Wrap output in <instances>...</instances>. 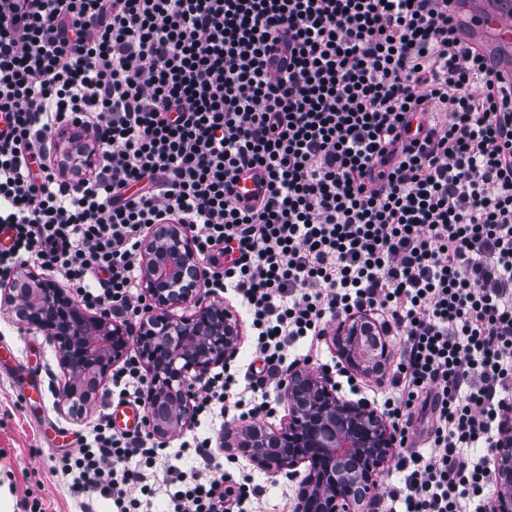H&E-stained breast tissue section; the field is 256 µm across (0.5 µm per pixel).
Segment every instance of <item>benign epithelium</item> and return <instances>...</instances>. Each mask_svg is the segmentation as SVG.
<instances>
[{"instance_id": "benign-epithelium-1", "label": "benign epithelium", "mask_w": 512, "mask_h": 512, "mask_svg": "<svg viewBox=\"0 0 512 512\" xmlns=\"http://www.w3.org/2000/svg\"><path fill=\"white\" fill-rule=\"evenodd\" d=\"M203 268L193 240L177 224H162L144 242L141 287L158 313L137 333L124 322L93 317L46 278L30 273L22 281L0 279L3 299L19 321L35 328L58 348L67 380L59 403L77 409L91 400L116 363L136 341L150 375L146 420L166 436L189 427V389L236 351L240 337L235 312L201 300ZM189 300L197 310L177 318L169 309ZM366 313L336 327L333 341L347 365L363 373L381 368L390 357L386 339L364 342L375 329ZM288 423L267 430L260 425L228 427L224 447L250 455L262 469L290 473L306 467L295 512H366L377 499L379 475L393 458L396 439L382 415L365 402L338 395L330 378L293 368L281 384ZM497 492L491 512H512V429L492 449Z\"/></svg>"}]
</instances>
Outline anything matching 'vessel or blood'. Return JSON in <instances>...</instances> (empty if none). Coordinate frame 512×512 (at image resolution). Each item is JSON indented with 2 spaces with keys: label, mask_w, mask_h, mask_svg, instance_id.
<instances>
[{
  "label": "vessel or blood",
  "mask_w": 512,
  "mask_h": 512,
  "mask_svg": "<svg viewBox=\"0 0 512 512\" xmlns=\"http://www.w3.org/2000/svg\"><path fill=\"white\" fill-rule=\"evenodd\" d=\"M463 43L483 47L495 70L512 73V0H454Z\"/></svg>",
  "instance_id": "obj_1"
}]
</instances>
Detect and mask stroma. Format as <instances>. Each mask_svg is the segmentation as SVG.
Wrapping results in <instances>:
<instances>
[{
	"label": "stroma",
	"mask_w": 512,
	"mask_h": 512,
	"mask_svg": "<svg viewBox=\"0 0 512 512\" xmlns=\"http://www.w3.org/2000/svg\"><path fill=\"white\" fill-rule=\"evenodd\" d=\"M37 377L43 395L25 406L14 386L18 370ZM65 380L58 352L41 332L19 324L9 305L0 306V512H117L112 500L78 498L71 492L72 476L54 475L51 461L68 452L66 441L52 437V429L66 428L72 436L87 434L100 412L116 413L115 402L96 394L81 415L58 405ZM220 416L202 421L200 435L213 439L216 456L233 477L251 474L261 489L249 498L243 512H294L301 479L287 473L261 470L250 456L224 449L217 433Z\"/></svg>",
	"instance_id": "35a3bbf8"
}]
</instances>
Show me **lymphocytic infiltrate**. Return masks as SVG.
<instances>
[{
	"mask_svg": "<svg viewBox=\"0 0 512 512\" xmlns=\"http://www.w3.org/2000/svg\"><path fill=\"white\" fill-rule=\"evenodd\" d=\"M453 0H0V276L30 261L83 307L139 319L141 246L189 228L209 294L233 289L264 361L239 397L224 368L194 416L246 421L316 352L329 321L365 312L401 342L383 396L399 435L403 512H480L487 451L512 426V82L464 46ZM98 135L79 185L53 136ZM258 173L242 204L236 183ZM137 353L107 396L140 403ZM428 416L435 456L413 451ZM173 469L172 512H241L249 476L225 480L207 440ZM164 442L95 419L55 458L75 496L137 512ZM137 467H129L130 459Z\"/></svg>",
	"mask_w": 512,
	"mask_h": 512,
	"instance_id": "lymphocytic-infiltrate-1",
	"label": "lymphocytic infiltrate"
}]
</instances>
